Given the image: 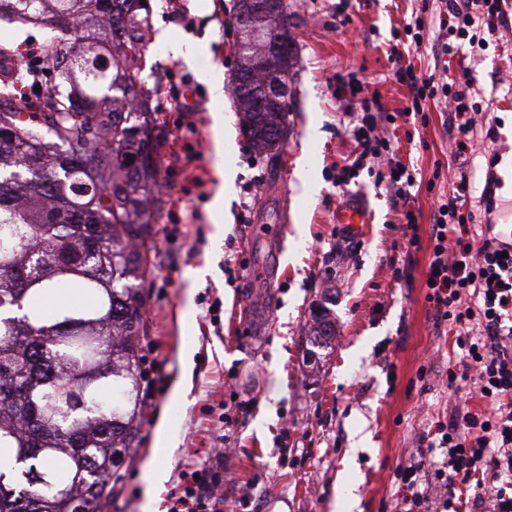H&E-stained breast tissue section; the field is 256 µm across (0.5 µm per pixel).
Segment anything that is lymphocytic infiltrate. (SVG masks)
I'll list each match as a JSON object with an SVG mask.
<instances>
[{
    "mask_svg": "<svg viewBox=\"0 0 512 512\" xmlns=\"http://www.w3.org/2000/svg\"><path fill=\"white\" fill-rule=\"evenodd\" d=\"M421 15L404 32L412 45H421L426 33H434L438 57L458 53L470 31H496L512 23L500 0H420ZM388 57L395 61L393 75L410 96L400 113L388 112L380 98L371 95L369 83L358 77L336 82L338 100H359L361 118L351 130L360 157H386L387 173L378 174L391 201H404L408 245L420 248L417 232L420 214L408 201L416 178L398 159L388 139L376 137L378 121L424 116L430 101H443L449 108L448 134L457 156H465L475 137L472 114L478 104L470 97L472 78L458 86L436 83L434 77L417 75L402 64L398 44H390ZM470 175L460 166L455 192L438 200L430 228L432 253L426 275L427 299L437 323L457 330L455 344L461 352L459 367L448 370V388L459 391L470 384L488 404L483 412L454 410L447 421L437 422L426 452L434 457L431 471L412 461L399 467L395 512H512V258L503 255L484 235L472 233L462 208L469 194ZM223 460L214 466L184 473L183 483L173 492L171 512H213L214 488ZM445 491L432 503L429 488Z\"/></svg>",
    "mask_w": 512,
    "mask_h": 512,
    "instance_id": "lymphocytic-infiltrate-1",
    "label": "lymphocytic infiltrate"
}]
</instances>
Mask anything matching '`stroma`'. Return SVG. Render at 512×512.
I'll use <instances>...</instances> for the list:
<instances>
[{
  "instance_id": "1",
  "label": "stroma",
  "mask_w": 512,
  "mask_h": 512,
  "mask_svg": "<svg viewBox=\"0 0 512 512\" xmlns=\"http://www.w3.org/2000/svg\"><path fill=\"white\" fill-rule=\"evenodd\" d=\"M153 35L141 72L157 89L151 120L161 133L157 178L163 185L153 217L155 257L144 291L148 334L141 341L154 398L143 407L137 437L102 512H146L143 475L160 420L175 449L160 463L159 512L183 472L224 454L221 512H385L392 505L399 465L418 458L437 421L457 399L470 410L484 401L467 391L451 397L448 364L458 349L454 330L436 327L426 299L428 250L408 253L402 215L371 171L353 179L356 158L349 128L354 105L337 101V75L366 78L389 112L407 104L387 57L394 30L409 22L417 0H286L294 60L288 77V136L276 159L243 138L231 95L214 97L211 84H229L236 67L232 0H150ZM193 44L191 61L173 58L160 32ZM431 41L407 56L418 75L437 82L474 78L481 136L470 159L477 192L468 210L475 225L512 220V185L496 180L491 202L479 196L498 159L512 157V28L486 35L442 65ZM224 115V151H215L212 115ZM427 124H379L416 178L411 204L427 237L435 198L448 194L456 145L448 113L432 105ZM233 167L220 185L216 168ZM308 172L314 191L300 179ZM223 192L224 206L211 205ZM349 198L365 200L372 222L361 238L341 235L333 217ZM206 269L203 280L193 270ZM404 281H396L394 270ZM334 335L309 342L316 315ZM192 358L182 363L183 344ZM433 371L418 380L419 368ZM185 399L171 401L179 380ZM232 418L225 428L224 418Z\"/></svg>"
}]
</instances>
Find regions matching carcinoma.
<instances>
[{
	"mask_svg": "<svg viewBox=\"0 0 512 512\" xmlns=\"http://www.w3.org/2000/svg\"><path fill=\"white\" fill-rule=\"evenodd\" d=\"M106 2L0 0V17L63 31L38 67L0 47V98L47 70L57 75L33 112L0 101V313L51 289L90 298L0 317V459L30 462L10 483L0 470V512H72L77 501L99 508L136 437L138 342L147 333L140 285L151 272L156 189L153 98L140 79L150 7L119 0V23L103 43L85 27L103 19ZM251 27L236 43L233 92L242 133L263 154L286 129L293 40L285 11L257 15ZM275 82L278 99L258 101L255 92ZM108 156L112 181H98L92 171ZM316 323L310 342L322 346L331 325Z\"/></svg>",
	"mask_w": 512,
	"mask_h": 512,
	"instance_id": "cac0c4a2",
	"label": "carcinoma"
}]
</instances>
